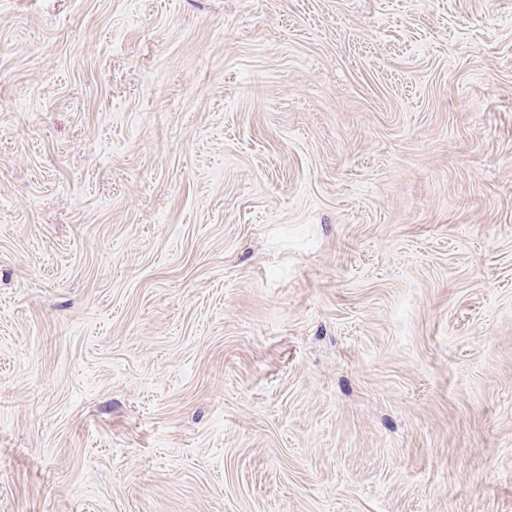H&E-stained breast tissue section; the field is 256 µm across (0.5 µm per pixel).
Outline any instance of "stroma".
<instances>
[{
	"mask_svg": "<svg viewBox=\"0 0 512 512\" xmlns=\"http://www.w3.org/2000/svg\"><path fill=\"white\" fill-rule=\"evenodd\" d=\"M0 512H512V0H0Z\"/></svg>",
	"mask_w": 512,
	"mask_h": 512,
	"instance_id": "35a3bbf8",
	"label": "stroma"
}]
</instances>
